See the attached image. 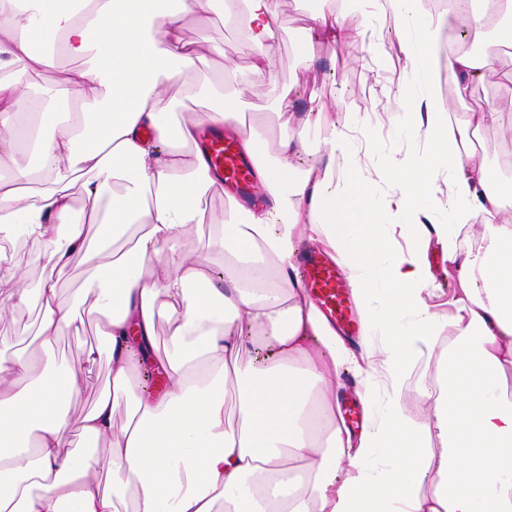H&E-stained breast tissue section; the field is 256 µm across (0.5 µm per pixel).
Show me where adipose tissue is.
<instances>
[{"label": "adipose tissue", "instance_id": "1", "mask_svg": "<svg viewBox=\"0 0 512 512\" xmlns=\"http://www.w3.org/2000/svg\"><path fill=\"white\" fill-rule=\"evenodd\" d=\"M221 2L241 17L253 47L243 77L263 78L280 29L272 0H0V241L21 240L51 273L29 284L20 268L0 276V313L35 301L42 367L0 356V512H512V180L476 160L478 132L512 131V97L470 112H438L401 99L416 145L367 165L335 109L315 102L268 156L258 126H244L223 87L199 85L210 106L174 123L161 87L193 81L205 57L184 19ZM467 34L496 25L512 44V0H484ZM449 16L426 20L406 44L427 71L453 73L458 92L493 69L486 55L447 52ZM300 36L305 56L352 33L318 9ZM59 52L89 58L71 69L76 104L62 121L52 100L19 122L29 88L56 53L32 44L43 32ZM234 68L225 77L237 81ZM105 100L86 102L97 88ZM223 126L267 204L226 197L210 250L224 258L226 286L194 250L166 255L197 203L225 195L192 145L200 127ZM40 158L50 188L31 198L20 185ZM79 187L82 206L70 193ZM317 244L344 269L360 312V398L369 419L352 437L336 396L353 355L314 302L301 274ZM447 263L453 312L427 298L432 255ZM82 259L94 293L97 339L81 360L59 363L60 337L84 320L61 291ZM168 339L153 354L160 317ZM107 355L110 387L78 422L71 448L68 406L84 370ZM424 365L423 411L407 404ZM235 381L237 424L224 406ZM128 420L116 428L118 401ZM438 438V447L428 445ZM108 442L107 461L97 455Z\"/></svg>", "mask_w": 512, "mask_h": 512}]
</instances>
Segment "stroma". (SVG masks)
Returning <instances> with one entry per match:
<instances>
[{"label": "stroma", "instance_id": "35a3bbf8", "mask_svg": "<svg viewBox=\"0 0 512 512\" xmlns=\"http://www.w3.org/2000/svg\"><path fill=\"white\" fill-rule=\"evenodd\" d=\"M282 30L270 50L271 67L265 79L237 87L231 101L244 124H260L269 153H277L284 132V120L275 113L269 94L271 85L290 88L289 109L309 111L311 95L333 104L336 118L354 130H368L371 138L366 164L377 155L402 153L411 142L407 127L395 119L404 94H421L424 82L403 44L415 38L429 10L419 19L396 26L391 16L374 12L341 15V22L354 33L353 39L317 50L311 66H304L295 50L297 35L311 24L312 0H275ZM185 35L205 55L213 80H220L225 67L248 70L253 51L241 29L226 24L221 7H214L205 19L187 17ZM232 49L223 59L218 49ZM39 320L35 305H21L0 316V355L37 358L40 350L29 336Z\"/></svg>", "mask_w": 512, "mask_h": 512}]
</instances>
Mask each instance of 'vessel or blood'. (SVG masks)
<instances>
[{"label":"vessel or blood","instance_id":"obj_1","mask_svg":"<svg viewBox=\"0 0 512 512\" xmlns=\"http://www.w3.org/2000/svg\"><path fill=\"white\" fill-rule=\"evenodd\" d=\"M197 147L237 199L258 203L259 197L253 190L251 164L239 156L223 128H203L197 139ZM304 276L325 313L341 323L348 334H355L358 323L351 305L348 283L335 264L322 255H310L304 264Z\"/></svg>","mask_w":512,"mask_h":512}]
</instances>
